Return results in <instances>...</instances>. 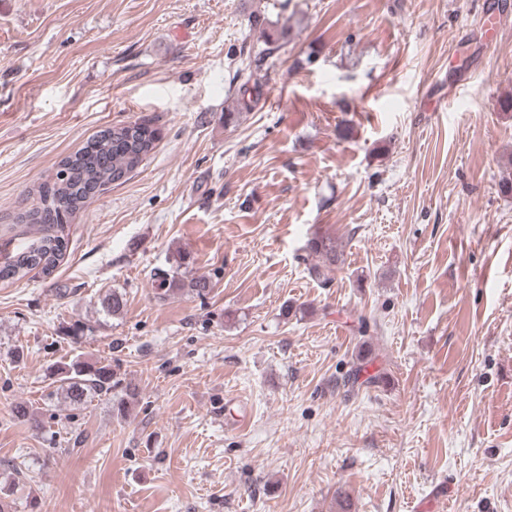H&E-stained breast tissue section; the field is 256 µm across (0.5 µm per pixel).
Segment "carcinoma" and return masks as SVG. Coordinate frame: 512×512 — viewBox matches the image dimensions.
<instances>
[{
	"instance_id": "carcinoma-1",
	"label": "carcinoma",
	"mask_w": 512,
	"mask_h": 512,
	"mask_svg": "<svg viewBox=\"0 0 512 512\" xmlns=\"http://www.w3.org/2000/svg\"><path fill=\"white\" fill-rule=\"evenodd\" d=\"M252 28L259 33L264 48L255 55L239 56L230 60L236 69L230 78L235 84L233 107L224 113V125L234 126L243 112L253 111L263 95V83L254 77L264 58L279 48V41L287 37V31H273L255 15ZM159 140L158 130L149 121L139 119L112 126L98 132L74 154L62 160L55 177L43 182L37 189V204L25 211L21 219L39 226V237L25 249L5 258L0 263V281L13 283L39 270L50 274L56 268L65 250V225L82 209L95 194L125 179L142 164ZM308 255L315 258L309 264L308 273L317 280H326V270L342 262V252L336 238L316 234L308 239ZM186 265V257L179 256L175 270H159L162 296L187 291L205 297L212 282L205 277L187 278L178 273ZM102 311L116 315L124 308L120 293H112L101 300ZM58 389L73 405L84 404L89 399L110 397L112 390L121 389L123 395L112 401V412L122 416L136 396L135 389L121 386V380L112 364L103 361L89 362L75 358L61 363L55 369Z\"/></svg>"
}]
</instances>
